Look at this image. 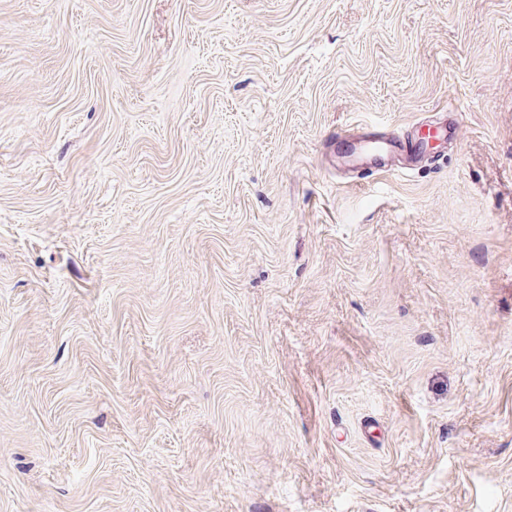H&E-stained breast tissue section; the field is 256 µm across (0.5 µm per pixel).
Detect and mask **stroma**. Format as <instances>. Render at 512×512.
I'll use <instances>...</instances> for the list:
<instances>
[{
	"label": "stroma",
	"mask_w": 512,
	"mask_h": 512,
	"mask_svg": "<svg viewBox=\"0 0 512 512\" xmlns=\"http://www.w3.org/2000/svg\"><path fill=\"white\" fill-rule=\"evenodd\" d=\"M0 512H512V0H0ZM368 128L363 129L358 133L348 135V138L352 140H360V144L355 146L351 152H346L341 156V165L345 167H373V164L382 162L384 168L377 169V172L383 171L388 172L392 169L401 170H413L414 166H401L399 168H393L396 166V161L400 162L398 155L395 153L396 141L389 137H377L367 136L363 138L365 131Z\"/></svg>",
	"instance_id": "obj_1"
}]
</instances>
